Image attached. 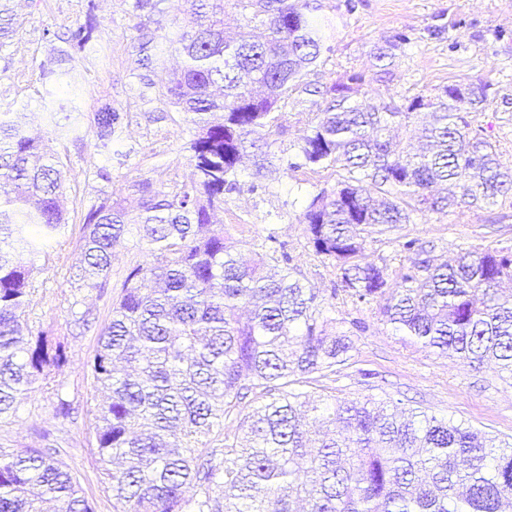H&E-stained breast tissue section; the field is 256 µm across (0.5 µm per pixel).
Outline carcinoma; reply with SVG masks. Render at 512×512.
<instances>
[{"label":"carcinoma","instance_id":"cac0c4a2","mask_svg":"<svg viewBox=\"0 0 512 512\" xmlns=\"http://www.w3.org/2000/svg\"><path fill=\"white\" fill-rule=\"evenodd\" d=\"M0 0V47L19 32ZM243 24L224 31V0H187L186 30L171 46L183 57L158 100L183 112L193 178L170 192L142 185L138 218L150 265L127 273L98 333L89 368L107 393L96 408L95 441L112 497L123 512H506L512 507V444L463 422L413 411L401 400L318 401L298 385L336 372L354 347L324 315L323 298L293 275L286 244L273 236L253 257L213 221L238 189L245 159L255 174L273 165L262 142L283 127L295 94L316 108L300 153L304 165L336 164V191L312 198L303 214L317 255L340 271L355 304L373 303L381 321L418 347L471 367L495 361L512 374V250L465 251L436 262L434 248L402 243L409 264L394 277L365 261L364 235L391 234L414 215L493 205L512 194V168L471 131L469 114L488 102L479 79L452 83L408 105L372 96L352 101L362 77L323 85L305 80L322 52L310 0H236ZM89 20L40 64L45 83L70 84L74 56L93 39ZM158 35L141 32L134 64L149 68ZM397 35L373 51L390 74ZM43 110L65 135L77 134V98L47 93ZM429 116L412 151L391 125ZM121 115H94L106 151ZM60 158L0 112V420L19 396L65 362L21 320L33 268L25 254L59 241L67 218ZM128 224L110 197L83 225L84 281L104 288L113 242ZM43 448L0 455V512H92L71 474ZM192 495L185 497L186 489Z\"/></svg>","mask_w":512,"mask_h":512}]
</instances>
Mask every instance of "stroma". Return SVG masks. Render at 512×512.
I'll return each mask as SVG.
<instances>
[{"label":"stroma","instance_id":"stroma-1","mask_svg":"<svg viewBox=\"0 0 512 512\" xmlns=\"http://www.w3.org/2000/svg\"><path fill=\"white\" fill-rule=\"evenodd\" d=\"M315 16L323 27L324 44L311 81L332 84L359 74L362 91L404 104L417 95L480 79L490 86L484 111L473 113L472 126L497 146L500 160L512 166V0H319ZM22 23L16 38L0 47V112L21 116L30 134L48 140L64 165V196L68 214L64 245L50 244L31 255L34 289L25 312L28 325L62 343L66 364L56 369L61 396L40 389L18 400L15 416L0 423V454H18L41 447L39 430L56 440L52 453L77 479L92 512H116L98 460L90 424L95 394L87 366L98 343L96 329L110 321L112 299L130 267L148 265V252L136 222L113 247L109 283L99 292L83 285L81 237L90 207L112 197L135 210L138 186L150 182L166 190L189 181L191 129L182 112L159 101H145L130 75L131 45L141 22L134 0H15ZM94 19L95 38L79 53L73 73L82 85L83 139L62 138L42 108L47 87L39 70L54 36ZM406 42L398 50L393 73L379 78L372 52L395 35ZM125 117L123 129L109 151L98 150L94 115L105 105ZM310 114L295 104L285 108L284 127L269 138L275 156H295L309 131ZM107 169L109 180L97 178ZM339 166L277 170L255 176L243 167L239 188L224 198L219 214L228 235L242 252L267 237L284 242L297 273L316 288L337 330L353 333L355 346L335 378L307 385L313 395L354 399L367 395L402 400L405 405L465 422L476 430L512 441V375L496 365L469 367L419 349L380 321L372 306L357 307L338 293V270L316 256L309 243L302 212L320 192H333L342 179ZM433 242L436 253L450 259L467 250L512 248V195L484 208L429 213L402 225L398 236L369 234L366 261L394 271L407 260L398 238ZM90 311L95 330L73 326L75 312ZM365 331H354L353 322ZM73 406L70 417L57 416L58 398Z\"/></svg>","mask_w":512,"mask_h":512}]
</instances>
